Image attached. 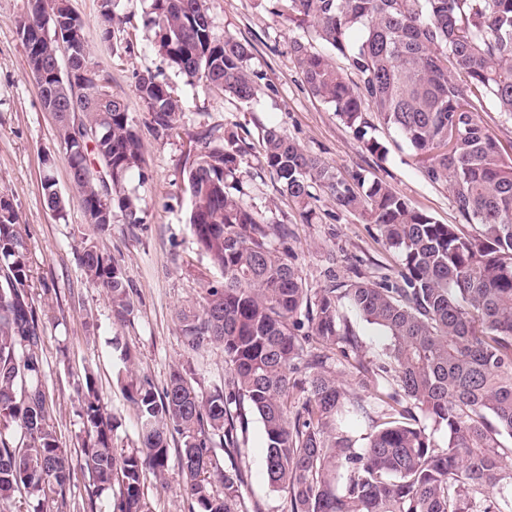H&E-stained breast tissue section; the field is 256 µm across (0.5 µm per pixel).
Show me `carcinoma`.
Wrapping results in <instances>:
<instances>
[{
	"label": "carcinoma",
	"mask_w": 512,
	"mask_h": 512,
	"mask_svg": "<svg viewBox=\"0 0 512 512\" xmlns=\"http://www.w3.org/2000/svg\"><path fill=\"white\" fill-rule=\"evenodd\" d=\"M50 0H26L17 32L25 49L46 61L66 50L76 66L89 63L82 23L72 11L52 13L48 35L32 25ZM273 12L303 32L291 40L310 93L331 104L365 147L370 123L396 131L414 149L424 177L446 183L457 216L441 224L381 180L347 176L304 152L277 127L262 136L266 167L299 215L311 221L313 188L342 211L361 214L398 253L394 280L356 277L336 283L333 270L311 288L288 249L272 239L283 224L262 220L231 193L243 147L235 131L209 129L187 180L189 224L217 277L204 288L200 310L182 314L191 348L224 345V385L197 391L183 370L162 391L147 380L132 386L140 447H112L113 425L92 376L80 392L92 477L89 512H151L146 474L165 478L170 437L179 477L193 512H259L244 492L248 415L262 424L264 473L273 491L287 492L282 512H512L495 489L512 487V153L483 124L497 112L512 124V0H269ZM104 0L101 37L128 17ZM204 0H152L148 25L160 53L188 79L249 102L256 86L245 64L248 46L219 41L204 23ZM318 40L342 55L356 79L333 59L312 51ZM31 73L42 104L56 111V138L69 166L87 223L99 234L115 213L145 223L139 198L125 189L141 168L142 143L128 104L92 76L83 83L50 70ZM135 93L158 137L176 128L181 105L150 71ZM42 190L58 215L65 200L51 171ZM476 226L470 232L466 226ZM79 264L106 290L115 316L133 311L121 267L96 246ZM29 251L13 201L0 195V499L23 492L38 507L62 500L72 464L49 423L42 383V338L28 292ZM348 305L388 338L383 357L365 360L342 314ZM355 378L346 389L343 375ZM378 387L361 394L369 380ZM445 427L434 440L423 420ZM365 432L355 435L349 422ZM230 467L221 466L217 449ZM118 487L103 508L97 500Z\"/></svg>",
	"instance_id": "cac0c4a2"
}]
</instances>
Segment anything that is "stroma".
Listing matches in <instances>:
<instances>
[{
    "label": "stroma",
    "instance_id": "1",
    "mask_svg": "<svg viewBox=\"0 0 512 512\" xmlns=\"http://www.w3.org/2000/svg\"><path fill=\"white\" fill-rule=\"evenodd\" d=\"M68 3L83 24L92 69L106 79L113 95L128 102L139 126L143 162L140 171L130 174L127 188L140 197L147 221L133 225L117 217L103 234L87 224L17 34L25 0H0V194L9 195L26 226L29 291L39 317L50 423L74 469L66 503H53L52 510L88 512L91 480L82 468L86 434L78 402L86 374L94 375L113 418V447L128 450L138 445V412L127 396L129 383L147 380L160 390L179 367L187 370L196 390L206 392L223 385L228 374L223 344L188 348L178 319L181 310H199L203 288L215 277L188 224L191 197L184 167L194 153L197 132L211 127L238 132L246 146L240 164L243 201L265 220L287 225L284 245L314 288L324 282L327 253H335L341 281L357 272L373 279L395 276L399 258L384 246L376 225L338 210L324 193L311 202V223H302L260 153L266 128L279 127L305 152L342 174L361 171L386 182L439 223H454L455 212L447 184L425 179L414 151L398 134L381 126L369 130V137L388 149L382 158L371 154L331 105L309 92L290 50L294 33L268 0H206L214 39L230 35L249 46L248 68L257 83V95L249 103L224 96L205 80H187L168 64L146 25L150 0H121L118 9L130 21L107 42L99 35L101 0ZM129 44L134 47L130 53L125 50ZM145 70L168 84L182 105L179 125L160 139L149 130L135 95L136 76ZM48 155L54 160L57 188L67 200L61 218L48 209L41 188ZM85 241L122 267L134 298L127 320H117L105 290L87 281L78 262ZM246 437L251 498L261 512H281L286 494L271 491L265 481L266 443L257 416H250ZM146 485L151 512H191L178 481L177 455L169 457L165 480L151 477Z\"/></svg>",
    "mask_w": 512,
    "mask_h": 512
}]
</instances>
